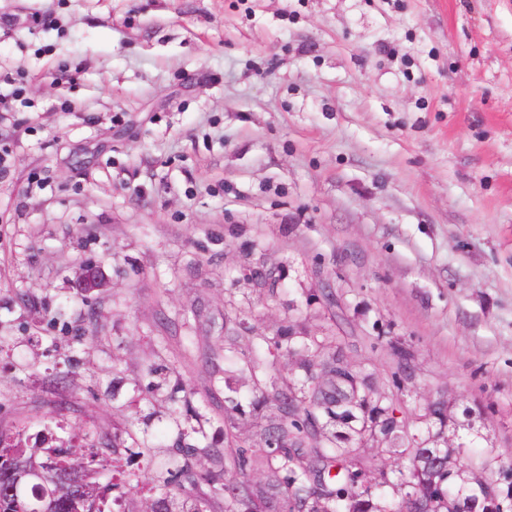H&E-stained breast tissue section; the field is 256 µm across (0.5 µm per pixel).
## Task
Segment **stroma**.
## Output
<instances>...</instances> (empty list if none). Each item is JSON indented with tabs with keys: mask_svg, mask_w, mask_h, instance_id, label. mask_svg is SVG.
Instances as JSON below:
<instances>
[{
	"mask_svg": "<svg viewBox=\"0 0 512 512\" xmlns=\"http://www.w3.org/2000/svg\"><path fill=\"white\" fill-rule=\"evenodd\" d=\"M2 19L0 72L29 77L0 116V431L56 445L135 416L156 449L130 457L125 510L147 512L177 428L164 398L131 411L133 383L193 337L175 372L221 446L225 383L253 403L205 355L232 300L248 336L335 329L376 390L444 398L445 439L512 466V0H0Z\"/></svg>",
	"mask_w": 512,
	"mask_h": 512,
	"instance_id": "35a3bbf8",
	"label": "stroma"
}]
</instances>
